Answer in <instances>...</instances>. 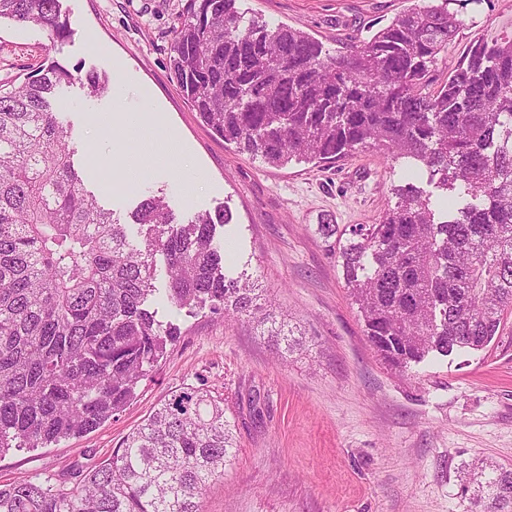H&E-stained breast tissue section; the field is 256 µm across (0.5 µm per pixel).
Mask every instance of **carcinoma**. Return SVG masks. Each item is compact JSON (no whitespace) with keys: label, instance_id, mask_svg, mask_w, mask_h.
I'll use <instances>...</instances> for the list:
<instances>
[{"label":"carcinoma","instance_id":"carcinoma-1","mask_svg":"<svg viewBox=\"0 0 512 512\" xmlns=\"http://www.w3.org/2000/svg\"><path fill=\"white\" fill-rule=\"evenodd\" d=\"M71 36L60 0H0V20ZM235 0H187L170 66L182 96L224 142L273 166L360 149L422 165L447 209L410 185L343 254L366 335L391 367L431 352L479 350L512 310V38L475 41L436 90L429 74L462 25L448 0L410 8L335 55L287 25L240 27ZM78 80L50 60L0 89V454L86 432L121 410L176 341L156 318L157 259L169 305L247 317L300 345L257 303L254 281L226 275L220 209L174 227L164 196L131 213L138 240L99 204L75 167L72 128L53 111ZM87 94L110 90L96 72ZM235 448L224 398L186 385L112 456L67 488L34 476L0 485V512H203ZM479 512H512V470L462 477Z\"/></svg>","mask_w":512,"mask_h":512}]
</instances>
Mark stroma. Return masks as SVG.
Instances as JSON below:
<instances>
[{
	"instance_id": "obj_1",
	"label": "stroma",
	"mask_w": 512,
	"mask_h": 512,
	"mask_svg": "<svg viewBox=\"0 0 512 512\" xmlns=\"http://www.w3.org/2000/svg\"><path fill=\"white\" fill-rule=\"evenodd\" d=\"M73 35L52 42L35 24L0 22V86L22 82L54 58L78 81L59 94L73 129L75 163L121 223L144 195L164 192L179 223L227 208L239 247L236 271L295 328L294 351L256 323L161 305L181 330L118 413L85 433L0 454V484L68 472L78 482L123 438L186 385L224 400L236 437L205 512H471L464 472L482 459L512 469V314L483 350L429 355L407 371L388 366L366 336L340 252L352 227L378 223L407 182L408 160L375 150L327 162L274 167L224 143L181 95L170 68L186 0H61ZM420 0H237L243 23L286 24L336 54ZM463 23L448 44L440 84L470 43L512 37V0H452ZM121 78L128 108L150 105L180 137V171L150 172L126 190H102L135 129L109 124L113 96H87L88 72ZM332 224L334 236L319 227Z\"/></svg>"
}]
</instances>
